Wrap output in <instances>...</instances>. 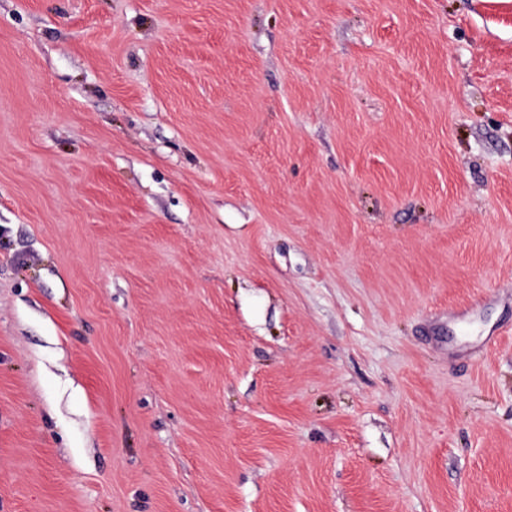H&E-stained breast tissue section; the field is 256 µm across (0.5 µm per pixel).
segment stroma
I'll return each instance as SVG.
<instances>
[{
    "label": "stroma",
    "instance_id": "1",
    "mask_svg": "<svg viewBox=\"0 0 512 512\" xmlns=\"http://www.w3.org/2000/svg\"><path fill=\"white\" fill-rule=\"evenodd\" d=\"M0 512H512V0H0Z\"/></svg>",
    "mask_w": 512,
    "mask_h": 512
}]
</instances>
